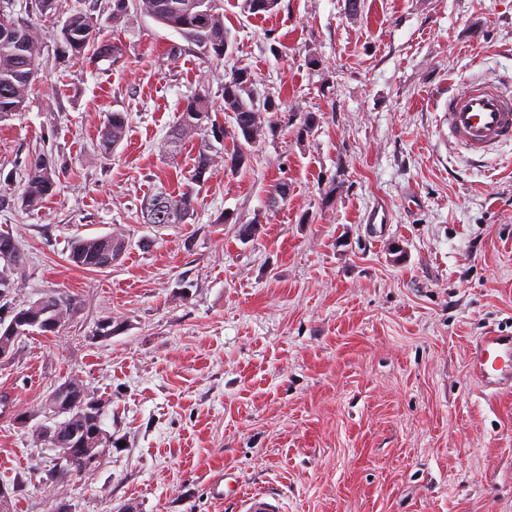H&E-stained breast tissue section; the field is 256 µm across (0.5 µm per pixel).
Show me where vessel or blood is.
<instances>
[{"instance_id": "obj_1", "label": "vessel or blood", "mask_w": 512, "mask_h": 512, "mask_svg": "<svg viewBox=\"0 0 512 512\" xmlns=\"http://www.w3.org/2000/svg\"><path fill=\"white\" fill-rule=\"evenodd\" d=\"M448 137L472 156H482L512 142V93L499 81L483 79L466 85L448 99ZM469 367L483 387L498 390L512 384V334L491 331L473 348ZM243 512H282L267 492L249 494Z\"/></svg>"}]
</instances>
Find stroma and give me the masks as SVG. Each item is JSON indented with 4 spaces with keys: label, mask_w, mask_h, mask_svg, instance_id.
Returning a JSON list of instances; mask_svg holds the SVG:
<instances>
[{
    "label": "stroma",
    "mask_w": 512,
    "mask_h": 512,
    "mask_svg": "<svg viewBox=\"0 0 512 512\" xmlns=\"http://www.w3.org/2000/svg\"><path fill=\"white\" fill-rule=\"evenodd\" d=\"M224 0L229 48L206 60L175 31L112 0H0L40 26L39 79L0 120V232L26 255L9 306L49 292L77 313L0 364V483L11 512H240L263 488L285 512H512V389L469 370L490 330L512 333V146L482 158L448 140V99L512 85V0ZM83 11L126 60L64 52ZM180 46L170 56L172 46ZM250 71L288 122L232 172L192 181L203 137L161 149L198 92L222 128L224 80ZM128 115L112 153L106 113ZM319 120L301 132L306 114ZM44 154L56 187L20 197ZM290 186L267 205L277 182ZM192 191L181 224L144 223L159 193ZM256 234L239 237L245 224ZM118 234L112 267L69 259L79 237ZM119 334L94 337L98 321ZM75 377L104 404L94 471L52 475L34 441L47 395Z\"/></svg>",
    "instance_id": "35a3bbf8"
}]
</instances>
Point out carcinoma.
<instances>
[{
  "label": "carcinoma",
  "instance_id": "obj_1",
  "mask_svg": "<svg viewBox=\"0 0 512 512\" xmlns=\"http://www.w3.org/2000/svg\"><path fill=\"white\" fill-rule=\"evenodd\" d=\"M152 17L164 27L177 32L186 42L197 46L208 59L224 60L229 47L224 29V13L221 0H113V10L120 16L129 6ZM278 0H244L243 10L258 16L273 12ZM60 35L72 56L87 59L92 64L107 62L114 66L125 59L126 48L120 42L105 40L98 36L96 26L87 14L71 13L60 28ZM41 32L32 25L13 24V28L0 32V119L21 111L25 105L32 82L30 74L39 66ZM281 104L274 103L268 128L264 129L255 121L259 106L254 102L251 74L238 69L224 81V111L230 114L232 122L233 148L224 160V166L231 171L243 168L249 161L251 147L261 138L264 131H275L273 116L280 113ZM127 127V116L113 111L106 114L100 135V148L110 153L122 141ZM216 127L209 96L198 94L188 101L176 119V123L162 144L163 152L175 154L184 140L205 133ZM217 148L210 142L202 147L197 159L192 180L201 183V178L215 161ZM55 180L49 159L38 154L28 163L27 181L21 196L24 207L36 210L53 194ZM193 207L192 193L185 191L178 196L166 193L146 200L143 215L147 224H180ZM126 249L125 240L103 235L77 238L69 248L71 264L83 270L107 269L117 261ZM0 290L13 287L10 272L24 263V254L18 245L11 244V236L0 233ZM38 309L54 317L64 313L73 316L78 301L68 294H47L37 301ZM101 416L94 410H83L72 423L75 438L71 440L68 456L63 458L58 474L71 471L81 474L79 447L96 448L109 442L99 428Z\"/></svg>",
  "mask_w": 512,
  "mask_h": 512
}]
</instances>
